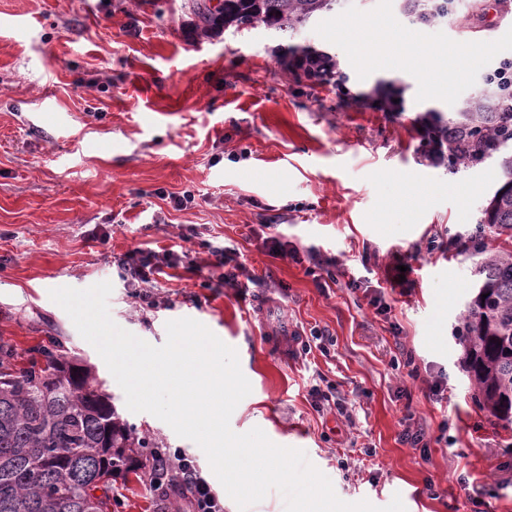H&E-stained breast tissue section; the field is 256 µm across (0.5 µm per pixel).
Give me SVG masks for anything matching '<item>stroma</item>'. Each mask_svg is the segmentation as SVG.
Listing matches in <instances>:
<instances>
[{
    "label": "stroma",
    "instance_id": "stroma-1",
    "mask_svg": "<svg viewBox=\"0 0 512 512\" xmlns=\"http://www.w3.org/2000/svg\"><path fill=\"white\" fill-rule=\"evenodd\" d=\"M190 0H0V338L25 351L59 337L68 359L88 364L138 436L193 457L224 502L239 512L204 452L147 412H131L96 349L78 333L51 289L108 281L112 320L149 344L168 321L192 318L236 349L251 393L231 429L261 428L277 445L303 450L346 502L382 507L401 496L406 512H512V425L479 410L454 327L474 293L473 261L448 236L478 224L499 185L495 161L455 170L427 166L409 121L392 123L355 101L285 73L268 46L331 44L351 90L402 82L411 110L445 116L489 97L478 63L512 51V23L495 0H470L459 22L419 32L396 0H370L334 17L381 18L405 39L466 60L446 95L425 97L398 58H369L362 45L330 37L326 19L297 33L259 26L188 36ZM428 197L415 205L394 174ZM192 191L177 210L170 193ZM110 226L109 241L91 238ZM298 258L270 255L267 237ZM225 243L242 266L236 282L168 270L144 308L118 262L137 247L185 248L203 261ZM332 260L331 271L320 269ZM403 262L406 289L387 275ZM335 281H328V274ZM381 289L376 314L364 290ZM333 338L329 354H303L276 330ZM336 385L352 420L316 412L309 390ZM443 384L442 400L430 386ZM450 419L447 440L439 424ZM424 428L427 455L401 440ZM149 468L112 481L113 512H187L186 499L151 486ZM467 474L473 489L457 477Z\"/></svg>",
    "mask_w": 512,
    "mask_h": 512
}]
</instances>
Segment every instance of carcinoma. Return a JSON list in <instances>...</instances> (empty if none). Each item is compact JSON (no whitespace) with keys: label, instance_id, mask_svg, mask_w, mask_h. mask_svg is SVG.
I'll use <instances>...</instances> for the list:
<instances>
[{"label":"carcinoma","instance_id":"obj_1","mask_svg":"<svg viewBox=\"0 0 512 512\" xmlns=\"http://www.w3.org/2000/svg\"><path fill=\"white\" fill-rule=\"evenodd\" d=\"M341 6V0H221L193 4L194 36L257 24L294 33ZM451 123L466 127L477 151L454 150L455 166L497 161L500 185L468 240L481 288L467 303L455 336L475 404L512 424V112L474 100ZM56 339L17 369L0 340V512H112V479L150 460V442L112 405L90 370L62 353Z\"/></svg>","mask_w":512,"mask_h":512}]
</instances>
